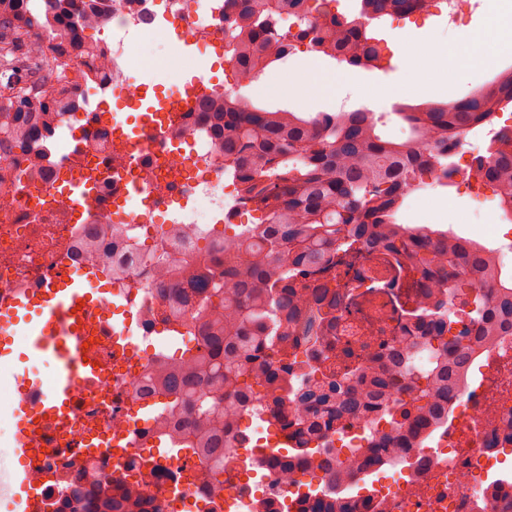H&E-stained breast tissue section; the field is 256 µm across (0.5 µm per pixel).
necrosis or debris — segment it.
Wrapping results in <instances>:
<instances>
[{
	"label": "necrosis or debris",
	"mask_w": 512,
	"mask_h": 512,
	"mask_svg": "<svg viewBox=\"0 0 512 512\" xmlns=\"http://www.w3.org/2000/svg\"><path fill=\"white\" fill-rule=\"evenodd\" d=\"M170 10L197 42L223 40L224 7L216 0H169ZM155 0H100L99 28L111 30L107 56L84 53L74 64L97 72L93 84L75 83L67 111L57 113L46 138L33 139L23 151L0 157V302L36 294L66 269L88 266L107 277L94 292V326L88 330L86 354L106 371L101 388L79 383V394L63 431L45 430L47 452L28 461L27 480L41 497L44 512H89L75 499V483L102 494L136 487L147 512H224L235 498L237 512H309L316 497L335 500L330 474L312 472L303 459L268 453L275 440L272 419L287 420L280 407L256 412L255 434L234 428L231 460L214 491L194 458L160 448L153 421L139 411L145 402L139 387L157 361L153 343L162 332L167 302L155 262L173 228H205L214 211L223 209L234 184L224 180V159L215 136L203 121L156 123L143 130L125 153L112 149L113 132L89 118L91 97L111 88L129 98L140 95L138 74L143 49L131 33L161 41L153 25ZM83 120L75 131V120ZM72 177L87 185L89 204L74 214L62 185ZM139 185L153 207L169 213L167 223L153 224L131 193ZM179 199L190 209L172 210ZM123 212L121 239H114L116 212ZM363 264L371 280L352 279L340 294L359 309L339 316L335 336L348 340L368 330H384L386 342L403 336L422 274H402L398 287H384L391 270L380 255ZM125 273L116 278L114 266ZM123 296L126 317L111 312L114 296ZM485 355L492 370L476 365L463 392L449 402L448 423L435 445L409 444L401 449L391 473L378 474L370 491L344 499L342 512H512V479L504 475V449L512 447V336L498 337ZM296 477L283 480L284 469Z\"/></svg>",
	"instance_id": "obj_1"
}]
</instances>
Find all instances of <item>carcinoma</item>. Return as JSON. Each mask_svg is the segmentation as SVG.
I'll use <instances>...</instances> for the list:
<instances>
[{"mask_svg": "<svg viewBox=\"0 0 512 512\" xmlns=\"http://www.w3.org/2000/svg\"><path fill=\"white\" fill-rule=\"evenodd\" d=\"M29 2L0 0V154L24 149L34 132L48 137L49 113L69 98L72 60L65 50L80 47L78 28L88 20L89 0H40L41 13ZM227 2L233 12L224 16V55L243 82L285 62L303 42L340 63L380 67L379 40L348 15L322 11L317 0ZM438 7V0H358L357 11L381 22ZM286 16L293 22L284 31ZM509 105L512 69L462 100L400 113L413 132L405 142L382 138L373 113L363 108L305 118L212 93L183 113L209 121L224 173L236 184L234 205L259 212L260 223L232 236L204 230L208 268L169 252L159 270L170 290L165 321L190 336L185 349L162 357L143 381V393L165 405L153 414L159 440L188 449L221 488L234 422L288 392V359L300 342L320 344L336 368L294 392V429L285 439L293 455L333 471L336 498L348 497L354 484L344 479L343 462L322 447L330 430L360 431L366 446L352 451L357 459L349 464H360L366 476L398 447L368 428V414L388 412L391 423L410 430L408 439L419 441L448 422L447 400L463 387L478 350L512 334V282L503 278L494 252L446 231L399 224L396 215L418 175L454 172L450 146L458 134L481 133ZM473 177L494 187L512 214V129L490 142L488 159L477 160ZM367 253L428 279L406 339L390 347L368 337L356 348L334 340L341 302L334 270L361 277ZM446 294L468 309L455 332ZM307 305L316 313L305 319ZM426 340L438 345L431 366L419 371L410 364L411 351ZM404 392L407 398L389 401ZM186 416L190 441L182 440ZM101 507L142 512L139 500L119 489Z\"/></svg>", "mask_w": 512, "mask_h": 512, "instance_id": "obj_1", "label": "carcinoma"}]
</instances>
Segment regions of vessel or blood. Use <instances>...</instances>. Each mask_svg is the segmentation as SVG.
I'll return each mask as SVG.
<instances>
[{
  "label": "vessel or blood",
  "instance_id": "obj_1",
  "mask_svg": "<svg viewBox=\"0 0 512 512\" xmlns=\"http://www.w3.org/2000/svg\"><path fill=\"white\" fill-rule=\"evenodd\" d=\"M204 75H196L183 91L169 94L160 104L170 123H178L192 101L206 93ZM98 271L85 268L67 276L38 297H25L12 306L0 307V336L8 337L15 327H29L28 350L34 355H47L57 363L56 379L49 397L36 404L20 401L15 411L19 418L16 431V453L20 461H27L32 453L43 448L41 428L63 425L77 394L80 377L97 378L95 368L84 359V311L77 304L88 301L86 283L94 282Z\"/></svg>",
  "mask_w": 512,
  "mask_h": 512
}]
</instances>
